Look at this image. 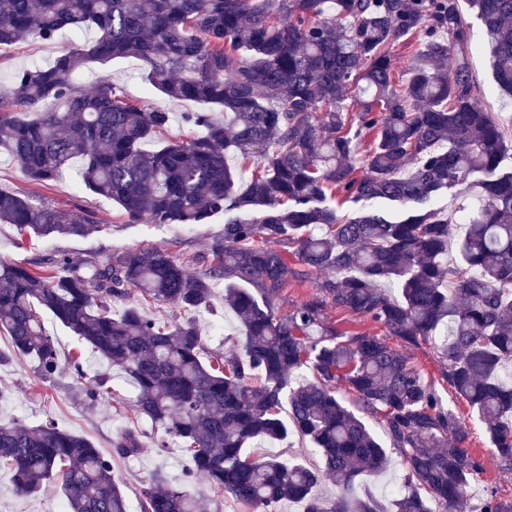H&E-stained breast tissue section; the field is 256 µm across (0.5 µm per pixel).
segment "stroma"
<instances>
[{
    "instance_id": "stroma-1",
    "label": "stroma",
    "mask_w": 512,
    "mask_h": 512,
    "mask_svg": "<svg viewBox=\"0 0 512 512\" xmlns=\"http://www.w3.org/2000/svg\"><path fill=\"white\" fill-rule=\"evenodd\" d=\"M459 8L469 24V64L475 82L474 91L488 111L503 122L506 135L512 139V99L501 95L494 85L492 58L484 27L466 0H461ZM90 37L87 31L73 37L63 30L52 41L0 47V82H7L15 68L47 64L62 48L84 43ZM104 79L121 87L129 100L170 109L171 139L181 141L196 136V129L185 125L181 115L197 110V103L170 105L167 97L146 81L142 61L122 58L104 65L92 64L77 77L78 83L87 88ZM0 189L25 192L63 209L77 206L87 208L95 212L103 227L102 232L89 237H35L20 248L15 244V227L0 223V260L7 263L34 264L53 254L65 255L71 261L80 263L101 248L118 253L132 247H164L185 260L202 253L209 242L224 230V217L220 214L210 218L207 223L191 226L129 222L111 200L85 190L79 168L75 165L66 168L52 185L39 186L29 182L17 166L1 156ZM194 318L202 330L207 351L226 354L238 349L241 326L236 316L224 308L223 288H215L210 309L195 312ZM84 367L91 374L105 371L110 373L115 393L110 407L87 411L80 401L79 388L70 375H63L54 384L45 383L35 376L28 363L15 359L0 366V418L19 419L29 425L53 420L64 429L86 436L106 456H111L110 442L122 429L137 424L149 432L150 422L135 418V390L125 375L119 370L110 369L105 360L96 357L86 358ZM453 407L469 429V454L480 460L484 467L472 486L473 498L482 499L487 491L493 489L503 499L512 498V470L499 467L489 440L467 404L457 401ZM156 442V436L149 433L138 456L113 458L114 480L133 510L138 506L144 481L153 474L163 473L171 482L179 483L185 471L192 466L191 459L177 447L160 448ZM248 449L256 457L275 456L281 461L299 462L310 468L322 465L321 457L312 443L296 437L286 442L256 439L249 444ZM404 482L405 469L399 456L394 454L384 472L359 479L354 492L359 497L370 496L386 503L390 500L389 488L403 485ZM63 501L60 487L54 484L46 485L31 495L16 494L12 487L11 472L0 471V512H53L54 507Z\"/></svg>"
}]
</instances>
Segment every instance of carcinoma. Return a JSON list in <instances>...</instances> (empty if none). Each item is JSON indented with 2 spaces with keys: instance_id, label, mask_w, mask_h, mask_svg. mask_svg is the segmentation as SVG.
Listing matches in <instances>:
<instances>
[{
  "instance_id": "obj_1",
  "label": "carcinoma",
  "mask_w": 512,
  "mask_h": 512,
  "mask_svg": "<svg viewBox=\"0 0 512 512\" xmlns=\"http://www.w3.org/2000/svg\"><path fill=\"white\" fill-rule=\"evenodd\" d=\"M469 2L495 84L512 99V0ZM65 27L94 37L0 85V154L38 185L82 160L86 189L130 222L239 215L195 256L202 274L154 247L104 249L83 263L63 255L34 267L0 262V333L14 357L43 382L69 371L90 409L112 401L107 377L59 359L43 323L52 314L128 374L137 416L190 453L192 478L264 512L283 500L303 512H474L469 487L482 465L466 448L465 422L403 352L368 334L346 338L325 319L331 304L412 346L441 338L444 380L483 424L500 467L512 470V383L502 376L512 361V147L475 97L457 0H0V47L51 41ZM411 37L420 48L398 84L390 53ZM119 57L143 61L146 80L171 102L218 107L224 120L185 112L202 133L171 142L170 112L126 101L108 80L91 89L73 81ZM352 97L355 113L345 106ZM255 150L262 167L242 184L228 156ZM473 189L479 205L463 212L451 266L452 225L431 205ZM344 203L359 208L342 216ZM0 223L47 238L101 230L87 209L2 190ZM313 271L326 273L319 295L276 315L288 279ZM220 283L243 343L204 361L195 321L160 325L147 305L207 308ZM133 293L137 302L113 314ZM368 417L381 419L406 470L404 491L386 506L351 493L388 461ZM295 434L316 447L321 468L247 451L255 438ZM143 435L118 433L112 454L137 456ZM2 467L21 494L58 481L67 512H130L112 459L52 420L0 421ZM325 478L341 487L330 502L316 493ZM139 512L221 510L217 498L158 472ZM480 512H512V501L492 492Z\"/></svg>"
}]
</instances>
